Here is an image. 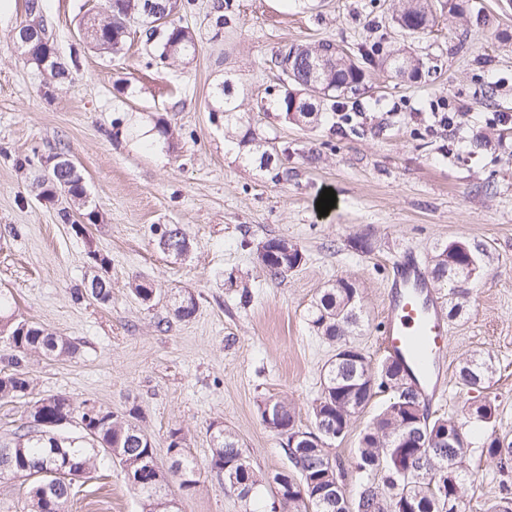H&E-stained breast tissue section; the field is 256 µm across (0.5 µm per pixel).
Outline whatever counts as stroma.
<instances>
[{"mask_svg": "<svg viewBox=\"0 0 512 512\" xmlns=\"http://www.w3.org/2000/svg\"><path fill=\"white\" fill-rule=\"evenodd\" d=\"M431 0L433 22L420 36L400 32L395 0H193L181 15L195 38L190 63L162 65L146 44L142 22L129 26L122 54L90 47L85 28L104 15L105 0H41L57 56L69 69L49 83L24 57L14 33L25 24V0L0 15V290L12 292L16 315L70 337L73 357L32 356L34 396L91 400L115 413L137 410L160 462L171 431L205 463L213 424L243 442L252 467L273 475L291 462L267 428L258 403L276 396L300 409L321 393L336 346L316 335L309 310L336 280L355 283L362 326L353 341L370 361L385 357L384 314L394 263L405 256L430 265L438 245L479 249L481 277L469 303L447 320L446 393L431 417H457L465 400L496 408L495 430L512 442V0ZM228 24L215 30L218 6ZM330 41L354 60L372 44L404 47L422 64L406 82L368 69L365 87L343 100L341 118L322 110L317 122L294 124L262 111L279 85L272 58L293 44ZM239 92L242 130L271 167L247 160L228 142L217 112L216 85ZM455 112V129L435 113ZM164 121L169 149L146 148L127 127ZM73 159L99 221L75 234L63 223L67 200L40 199L53 156ZM333 189L336 204L316 202ZM180 225L185 255L163 253L157 227ZM296 244L303 262L271 277L255 260L266 239ZM105 257L95 265L89 252ZM110 286L99 303L78 297L92 276ZM154 281L153 306L131 293ZM190 289L194 317H173L176 294ZM491 358L484 389L458 382L461 363ZM467 454L482 482L459 512H484L512 497V471L482 453V427L465 430ZM110 478L89 474L71 512H139L119 465ZM176 512H267L272 496L245 501L203 473L196 491L168 486Z\"/></svg>", "mask_w": 512, "mask_h": 512, "instance_id": "35a3bbf8", "label": "stroma"}]
</instances>
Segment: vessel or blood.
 I'll return each mask as SVG.
<instances>
[{"label":"vessel or blood","instance_id":"obj_1","mask_svg":"<svg viewBox=\"0 0 512 512\" xmlns=\"http://www.w3.org/2000/svg\"><path fill=\"white\" fill-rule=\"evenodd\" d=\"M446 335L442 305L425 268L411 259L397 261L384 342L389 354L411 369L423 399L429 402L445 390L442 358Z\"/></svg>","mask_w":512,"mask_h":512}]
</instances>
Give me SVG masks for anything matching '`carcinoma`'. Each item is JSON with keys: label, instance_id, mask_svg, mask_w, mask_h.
<instances>
[{"label": "carcinoma", "instance_id": "cac0c4a2", "mask_svg": "<svg viewBox=\"0 0 512 512\" xmlns=\"http://www.w3.org/2000/svg\"><path fill=\"white\" fill-rule=\"evenodd\" d=\"M167 21L158 25L144 19L146 42L152 44L160 63L185 61L195 57L196 44L190 30L172 19L190 4L167 0ZM139 0H106V16L90 22L87 38L95 47L122 53L126 45V24L130 13L137 10ZM26 12L36 18L39 33L35 49V64L54 81L69 77V70L58 61L54 41L41 18L40 0H26ZM432 17L430 0H403L395 21L409 35L425 33L422 24ZM322 51L328 54L330 68L323 74L329 86L330 101L356 93L364 81L363 69L339 47L322 42L317 46H291L275 55L274 66L281 74V90L273 103L281 116L295 123H311L317 119L314 103L301 99L292 104L295 93L308 82L307 73L288 59L303 60ZM395 76L415 77L419 68L401 49L388 52L381 59ZM218 111L224 113V129L228 136L242 121L236 104L234 86L224 81L217 88ZM86 185L78 171L52 169L44 180L41 197L52 201L57 195L85 204ZM177 247L186 237L177 225H166L159 241ZM275 253L256 251V260L271 276L280 278L302 262L300 248L286 239L272 238ZM478 258V249L459 242L445 244L433 256V279L454 281L469 275H479L480 266L470 267ZM132 292L150 307L160 289L148 280L134 283ZM449 313H458L468 302L467 288H449ZM358 289L344 280L326 289L312 305L309 322L313 330L336 344L323 374L322 391L310 405L313 425L305 430L297 426L296 408L274 396L258 404L262 422L282 441V447L294 473H278L272 477L256 471L250 464L245 448L233 431L222 425L212 430L211 455L205 467L186 450L184 438L174 431L170 435L168 466L159 464L154 443L136 423V411L123 417L98 406L97 412L87 411V402H76L63 395L35 398L31 396L25 362L33 353L48 359L69 357L77 352L72 339L59 336L47 328L27 320H18L11 310V297L0 291V342L4 344L11 370L0 372V400H24L25 421L0 440V478H22L28 483L25 493L26 512H69L77 495L76 482L97 469L104 459L118 463L125 480L140 474L152 477L160 471L167 479L178 482L185 491L196 488L202 470L222 479L224 489L247 500L266 487H274L269 512H454L466 494L476 492L480 484L479 469L470 463L466 451L448 447V436L464 429L471 422H481L487 429L482 452L498 461L501 469L512 464V444H504L494 430L495 407L488 401H465L462 417H430L412 378L403 363L390 356L374 366L351 341L359 328ZM197 311V301L190 290H183L174 304L173 315L188 320ZM492 374L491 361L476 356L459 368L460 384L477 390ZM387 399L379 414L369 423L359 440V448L350 466L359 475L360 490L349 498L344 488L345 468L332 457L329 448L338 438L328 435L338 430L347 435L352 419L362 412L373 398ZM83 423L82 436L64 437L59 434L62 422ZM68 458L69 468L60 477L44 475L53 453ZM452 468L453 480L448 484L436 478L438 470ZM140 512H165L164 495L153 483L136 491Z\"/></svg>", "mask_w": 512, "mask_h": 512}]
</instances>
